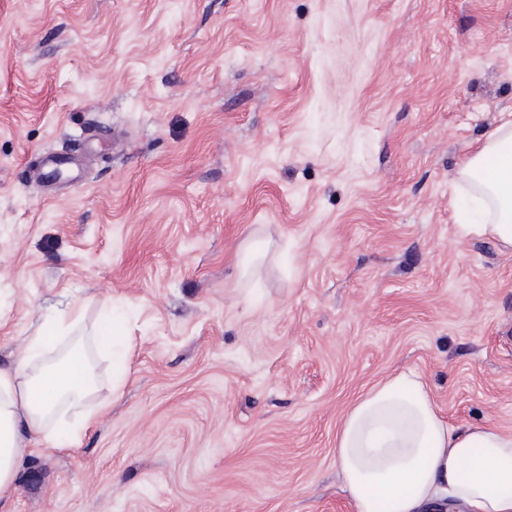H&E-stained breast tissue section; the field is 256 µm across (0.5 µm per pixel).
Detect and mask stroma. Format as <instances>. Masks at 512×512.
<instances>
[{
  "instance_id": "1",
  "label": "stroma",
  "mask_w": 512,
  "mask_h": 512,
  "mask_svg": "<svg viewBox=\"0 0 512 512\" xmlns=\"http://www.w3.org/2000/svg\"><path fill=\"white\" fill-rule=\"evenodd\" d=\"M505 112L512 0H0V366L61 301L131 338L8 512H353L337 427L407 369L512 433V249L458 180Z\"/></svg>"
}]
</instances>
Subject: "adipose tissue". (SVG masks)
<instances>
[{
    "mask_svg": "<svg viewBox=\"0 0 512 512\" xmlns=\"http://www.w3.org/2000/svg\"><path fill=\"white\" fill-rule=\"evenodd\" d=\"M478 195L480 221L464 234L512 249V115L503 118L459 171ZM83 309L45 318L0 367V500L9 499L38 436L61 449L79 431L59 433L69 412L91 425L86 402L98 391L89 345H128L117 331L79 335ZM61 339L69 348H58ZM341 489L355 512H512V434L495 423L458 427L438 411L419 374L401 371L360 395L336 430Z\"/></svg>",
    "mask_w": 512,
    "mask_h": 512,
    "instance_id": "1",
    "label": "adipose tissue"
}]
</instances>
